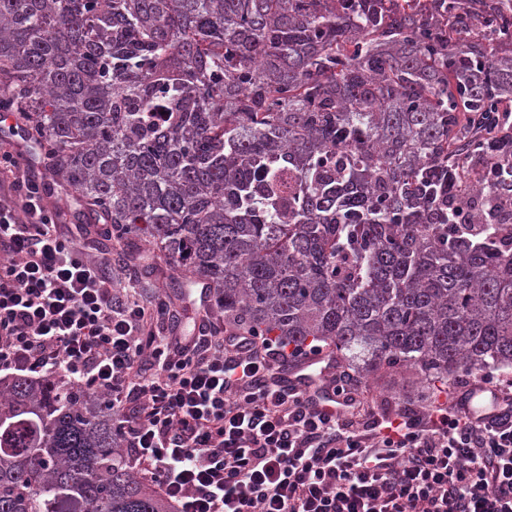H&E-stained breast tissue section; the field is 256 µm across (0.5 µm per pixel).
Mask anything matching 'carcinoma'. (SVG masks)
I'll list each match as a JSON object with an SVG mask.
<instances>
[{
    "mask_svg": "<svg viewBox=\"0 0 512 512\" xmlns=\"http://www.w3.org/2000/svg\"><path fill=\"white\" fill-rule=\"evenodd\" d=\"M0 0V110L52 177L224 320L356 373L512 367V0ZM472 31L473 38L460 34ZM0 512H174L104 399L0 378Z\"/></svg>",
    "mask_w": 512,
    "mask_h": 512,
    "instance_id": "carcinoma-1",
    "label": "carcinoma"
}]
</instances>
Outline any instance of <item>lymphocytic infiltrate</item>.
I'll return each mask as SVG.
<instances>
[{
	"instance_id": "lymphocytic-infiltrate-1",
	"label": "lymphocytic infiltrate",
	"mask_w": 512,
	"mask_h": 512,
	"mask_svg": "<svg viewBox=\"0 0 512 512\" xmlns=\"http://www.w3.org/2000/svg\"><path fill=\"white\" fill-rule=\"evenodd\" d=\"M47 184L0 150V371L107 397L134 465L177 512H512V381L499 411L459 396L380 415L348 372L324 404L284 386L282 346L115 287L112 259L61 228Z\"/></svg>"
}]
</instances>
